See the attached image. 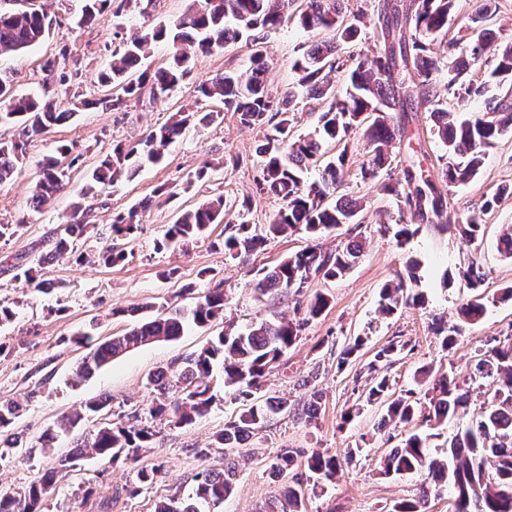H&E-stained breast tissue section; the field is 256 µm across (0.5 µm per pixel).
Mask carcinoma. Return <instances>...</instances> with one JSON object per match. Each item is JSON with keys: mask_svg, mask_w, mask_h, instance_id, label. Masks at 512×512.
I'll return each mask as SVG.
<instances>
[{"mask_svg": "<svg viewBox=\"0 0 512 512\" xmlns=\"http://www.w3.org/2000/svg\"><path fill=\"white\" fill-rule=\"evenodd\" d=\"M128 0H84L79 25H94L104 19L107 9L118 18ZM295 0H193L176 20L137 32L120 40V49L112 53L110 70L100 75L103 87L118 91L100 100L114 109L126 99L138 98L149 92L151 98L166 95L183 84L190 74L192 57L208 53L242 36L255 38L259 33L280 28L291 17L298 18L306 29L333 32L327 40L317 41L295 60L293 68L300 73L297 85L279 94L271 93L266 81L267 63L262 46L256 45L250 64L244 71L227 70L195 88L196 95L218 99L224 109L237 114L239 122L248 127H265L268 133L257 152L261 157L256 190L276 198L281 208L269 223L263 225L242 221L224 237V253L241 259L264 248L270 239L288 236L303 230L313 239L345 224L356 223L364 210V200L344 192L343 186L349 163L347 136L355 128L364 129L371 159L362 167L365 181H375L381 171L391 165L389 147L401 133L393 122L392 113L407 111L411 94L406 75L421 79L423 104L433 118L434 135L445 147L441 185L423 179L413 169L404 171V182H384L382 189L396 196L399 217L410 214L442 228L454 227L472 242L483 237L484 216L495 210L505 192L499 188L485 196L479 213L462 220L446 210L442 189H449L475 178L483 166L486 151L505 134L512 131V95L485 96L484 84L465 82L461 76L479 61L492 62L494 77H503L512 84V40L496 39L487 27L493 0L469 18L468 59L448 67L453 76L440 86L436 77L444 63L434 51V45L448 35V23L455 9V0H383L380 13L395 35L394 44L369 57L359 54L345 57L340 53L343 43L358 38L366 13L347 14L344 0H302L303 8L288 11ZM49 35L47 14L37 8L0 10V53H21L44 42ZM166 40L172 56L167 65L149 73L133 75L132 69L145 58L152 43ZM347 84L345 94L336 91L335 78ZM325 99L328 107L319 113L314 128L305 133L294 131V107L298 97ZM482 97L484 109L471 117L456 120L449 109L457 98ZM79 111L75 106L62 109L52 101L16 95L8 81L0 79V118L17 119L23 126V136L33 139L49 127L70 121ZM212 112L172 113L166 122L152 127L136 144H117L91 172L86 194L112 183L116 176L132 177L142 165L158 163L165 149L191 125L214 121ZM340 151L324 159L329 148ZM23 145L0 143V185L9 182L15 171ZM72 155V147L62 145L57 155L47 158L41 167V177L30 198L35 211L44 206L65 187L64 160ZM320 166L319 178L310 181L309 168ZM154 203L139 202L112 219V233L132 234L142 223L144 212ZM224 195L216 194L197 207L187 210L168 226L155 248L196 242L208 237L213 224L224 222ZM90 232V225L79 219L64 225V229L49 239L50 250L35 262L22 267V275L33 290L50 293L58 288L42 273L44 263L74 254L79 238ZM363 253L359 240L348 242L336 251L324 252L316 245L288 256L264 272L256 284L262 292L300 293V286L311 278L332 280L346 274ZM418 263L407 261L406 274H395L380 291L379 309L391 314L401 306H422L425 298L414 292L419 275ZM469 287L475 291L461 304L460 323L442 329L443 345L456 343V337L478 324L484 317L489 299L480 292L484 274L472 259L463 271ZM227 298L222 283L206 289L196 297L193 307H170L136 319L133 328L123 336H115L94 344L82 357L76 369V379H88L124 353L149 344L170 341L181 336L192 324L211 325L224 314ZM328 298L315 294L305 305L298 319L266 320L242 332L220 333L199 350L182 359V365L161 369L150 376L155 397L144 411L152 419L165 420L174 427L193 423L206 415L218 400L214 390V372L220 371L224 390L231 399L244 400L259 389L275 365L296 343L299 333L328 307ZM407 343L390 340L368 363L372 385L365 401L378 404L384 410V424H408L422 417L423 430L412 432L384 459L385 475L428 472L438 483H446L457 501L456 512H512V339L493 338L478 354L474 377L487 381L488 398L480 405L473 419L448 435L439 456L432 451V441L441 436V426L460 413H467L469 393L446 376L434 377L424 368L415 377L423 396L408 389L395 397L386 373L379 364L391 366L403 353ZM109 406V399H94L86 403L84 413L66 414L58 418L40 437L41 447L50 448L61 435H81L73 451L60 460V467L47 471L31 484L24 495L0 491V512H43V504L55 489L59 470H67L84 457L117 462L135 461L140 451L149 446L154 433L151 428L112 422L106 426L81 431L90 414H100ZM26 405L21 399L0 400V461L24 456L26 442L17 431V423ZM288 412V401L269 397L261 404L242 409L224 431L217 435L218 444L238 448L274 415ZM304 460L308 470L324 481H330L341 467L335 455L304 448H282L270 464L272 474L288 475V471ZM236 467L224 463L221 470L207 469L198 475L193 495H176L160 499L154 512H206L224 503L235 490ZM431 490L424 487L416 498L395 503L389 512H429ZM265 512H306L304 495L298 487H284Z\"/></svg>", "mask_w": 512, "mask_h": 512, "instance_id": "carcinoma-1", "label": "carcinoma"}]
</instances>
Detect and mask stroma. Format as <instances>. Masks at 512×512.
Here are the masks:
<instances>
[{
  "instance_id": "stroma-1",
  "label": "stroma",
  "mask_w": 512,
  "mask_h": 512,
  "mask_svg": "<svg viewBox=\"0 0 512 512\" xmlns=\"http://www.w3.org/2000/svg\"><path fill=\"white\" fill-rule=\"evenodd\" d=\"M379 2L345 0L348 10L361 9L368 15L352 52L383 51L386 35L377 17ZM190 4L191 0H133L125 7L123 28L118 31L108 19L81 29L74 27L72 19L81 0H36V7L44 9L54 21L49 39L23 53L0 55V78L8 79L16 94H47L60 102L77 95L87 102L69 123L26 142L12 181L0 186V223L20 217L26 220L21 234L0 242V304L13 307L16 313L11 324L0 326V398L26 400L17 427L33 445L27 457L0 465V491H24L71 450L73 440L69 437L59 438L49 453L36 446L40 434L62 413L80 409L89 399L106 397L110 400L108 409L91 417L87 429L107 422H130L134 412L152 398L148 377L202 347L221 332L223 323L241 329L265 319H294L299 307L314 294L322 293L329 299L328 308L301 332L283 365L273 369L261 390L262 395L287 399L292 414L274 416L245 447L227 450L218 448L215 435L242 411V401L222 397L208 415L178 428L164 421L152 422L155 436L139 460L82 461L79 468L59 475L45 512H154L158 499L190 494L197 474L207 468H223L228 456L238 464L236 488L215 512H263L287 484L286 479L272 476L270 470L273 456L282 448L314 449L343 460L333 481L308 479L307 512H390L395 502L417 497L430 479L423 472L381 473V460L400 444L409 429L404 425L383 426L382 408L366 404V365L387 341L407 342V351L388 370L394 392L413 387L416 372L425 367L434 375L444 374L468 384L470 406L479 407L484 391L468 382L476 356L485 340L512 335V300L501 298L504 288L512 286V259L496 248L502 226H512V196H503L487 216L483 239L468 242L456 230L441 232L425 224L409 242L397 245L387 230L399 220L396 201L379 185L362 180L360 167L368 159L367 146L362 129H353L347 137L350 169L344 189L352 196L365 198L366 206L358 223L324 234L316 243L330 252L355 235L365 243L362 257L343 277L309 280L301 294L257 293L254 279L258 269L275 266L314 242L306 233L297 232L269 241L262 251L243 261L225 255L221 246L225 223H268L281 204L256 191V150L265 129L240 124L234 112L221 110L219 102L203 100L194 92L199 83L216 74L245 69L253 53L251 40L243 38L194 56L185 84L170 97L155 100L144 96L119 109L98 104L106 94L98 76L109 68L120 38L170 22ZM479 7L480 0H456L448 36L437 47L443 59L465 55L468 18ZM326 37V32L304 29L294 19L268 34L263 52L269 66L270 89L279 91L295 83L298 74L293 62L301 49ZM56 53L61 56L58 70L67 77L62 86L47 85L42 69L46 58ZM181 107L201 112L216 110L220 117L208 125L188 127L167 148L159 165L143 167L132 178L121 177L95 197L84 200L86 221L95 230L91 236L79 239V250L91 255L114 239L124 249L125 260L104 267L56 259L46 265L56 290L44 295L28 288L16 269L7 266V259L17 257L29 262L44 253L56 228L69 220L72 204L81 198L87 174L98 159L110 153L116 143L137 142L149 128L164 123ZM394 119L403 122L404 133L391 148L393 172H400L410 163L426 178L439 180L437 158L444 148L430 133L432 121L426 109L398 112ZM62 144L73 145L78 155L66 186L40 210H32L29 197L40 178L41 164ZM206 161L211 164L209 181L185 189L189 174ZM163 185L172 190V198L148 209L131 236L113 238L114 213L152 197ZM510 186L512 133L487 152L477 177L450 189L446 203L469 215L479 210L487 194ZM216 193L223 194L227 204L224 224L212 225L208 239L188 247L155 251L156 239L169 224L184 210ZM247 196L252 206L246 211L241 202ZM474 256L479 257L486 272L484 292L493 303L482 321L447 349L433 322L439 319L453 324L457 308L471 297L462 272ZM411 258L421 264L418 289L425 297L424 306H403L392 315H380L381 287L403 271ZM215 278L223 281L229 296L223 321L207 328L188 327L174 341L138 347L113 360L94 377L74 382L73 373L83 351L69 339L80 329L92 327L98 341L124 334L131 326L126 308L145 303L191 305L192 298L182 294V287L191 284L203 290ZM358 336L365 339L363 348L345 368H338L340 352ZM315 391L320 392L321 400L318 415L310 422L299 409L308 404ZM145 465L161 466L162 471L147 489L129 495L138 469Z\"/></svg>"
}]
</instances>
